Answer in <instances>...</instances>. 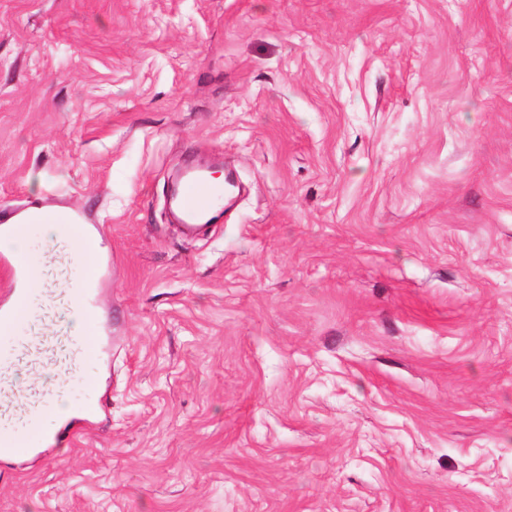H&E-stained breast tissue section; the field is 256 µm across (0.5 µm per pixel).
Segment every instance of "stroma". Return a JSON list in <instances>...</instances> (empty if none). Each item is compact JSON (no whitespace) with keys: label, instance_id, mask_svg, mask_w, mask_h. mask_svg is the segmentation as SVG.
Wrapping results in <instances>:
<instances>
[{"label":"stroma","instance_id":"1","mask_svg":"<svg viewBox=\"0 0 512 512\" xmlns=\"http://www.w3.org/2000/svg\"><path fill=\"white\" fill-rule=\"evenodd\" d=\"M32 203L107 245L110 406L0 512H512V0H0ZM225 189H214L206 178L198 173H191L175 198V205L182 217V222L194 227L203 222L202 219L210 216L216 210L219 202L224 198ZM70 233L74 239L80 243L87 241L94 242L98 247V252H103V242L99 234V229L93 224H85L78 215L70 217Z\"/></svg>","mask_w":512,"mask_h":512}]
</instances>
